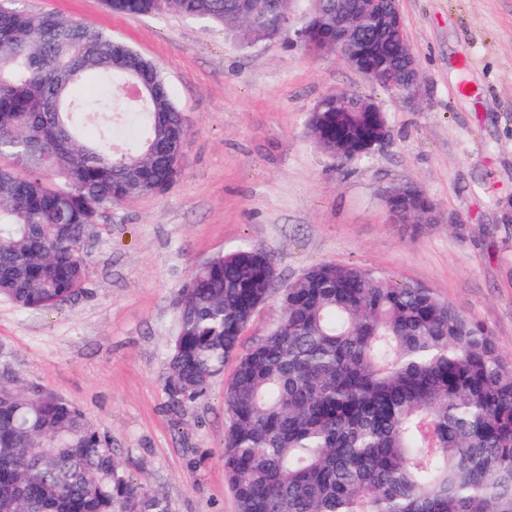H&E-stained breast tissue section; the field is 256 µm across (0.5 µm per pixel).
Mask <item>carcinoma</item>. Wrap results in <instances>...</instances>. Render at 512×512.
Returning a JSON list of instances; mask_svg holds the SVG:
<instances>
[{
  "mask_svg": "<svg viewBox=\"0 0 512 512\" xmlns=\"http://www.w3.org/2000/svg\"><path fill=\"white\" fill-rule=\"evenodd\" d=\"M106 0L117 14L176 12L250 41L354 17L393 90L402 48L371 29L357 0ZM94 75L99 94L74 91ZM116 127L86 133L98 113ZM371 126L336 94L308 129L354 163L336 133ZM190 135L157 63L85 21L0 0V297L48 310L81 293L89 226L116 203L162 195ZM274 265L243 247L196 267L168 356L171 407L206 396L232 359L224 470L237 512H512V360L489 331L430 288L353 264L319 263L281 290V315L251 347ZM0 512H169L134 483L85 412L8 376L0 386Z\"/></svg>",
  "mask_w": 512,
  "mask_h": 512,
  "instance_id": "obj_1",
  "label": "carcinoma"
}]
</instances>
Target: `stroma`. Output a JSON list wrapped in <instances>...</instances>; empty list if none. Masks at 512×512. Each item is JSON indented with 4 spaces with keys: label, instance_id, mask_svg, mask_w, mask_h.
I'll use <instances>...</instances> for the list:
<instances>
[{
    "label": "stroma",
    "instance_id": "1",
    "mask_svg": "<svg viewBox=\"0 0 512 512\" xmlns=\"http://www.w3.org/2000/svg\"><path fill=\"white\" fill-rule=\"evenodd\" d=\"M23 4L94 23L155 61L191 124L171 189L91 225L77 298L52 311L0 298V371L81 406L169 512H237L223 456L233 362L187 410L165 387L178 290L215 254L265 251L279 290L317 263L419 283L512 358V0H400L421 75L414 107L331 49L248 43L174 12L115 14L104 0ZM341 91L375 100L391 130L358 163L333 160L307 127ZM403 186L430 198L437 223L391 222L382 196Z\"/></svg>",
    "mask_w": 512,
    "mask_h": 512
}]
</instances>
